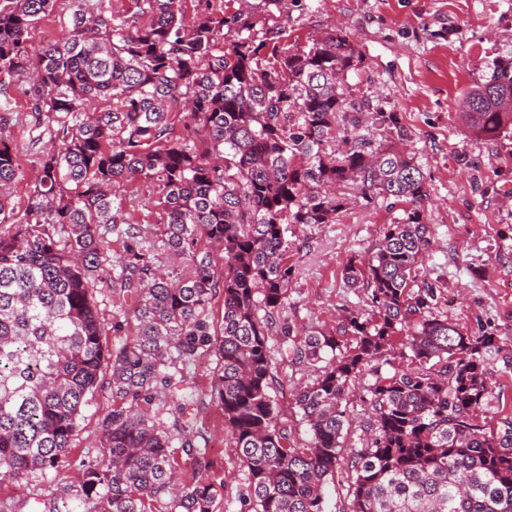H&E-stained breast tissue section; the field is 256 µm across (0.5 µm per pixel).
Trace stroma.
<instances>
[{"mask_svg":"<svg viewBox=\"0 0 512 512\" xmlns=\"http://www.w3.org/2000/svg\"><path fill=\"white\" fill-rule=\"evenodd\" d=\"M224 13L243 10L255 21L284 24L282 47L303 45L332 31L353 40L362 58L348 74L354 95L366 97L374 112L396 113L407 137L402 150L413 153L425 177L421 203L432 244L423 260L429 278L446 290L436 309L463 333L494 336L502 348L490 366L491 397L480 423L493 426L512 413V130L476 141L468 133L464 93L479 82L487 60L512 52V0H215ZM0 96V137L16 147L21 174L11 190L10 218L25 211L40 174L43 152L56 147L52 125L34 126L27 98L16 79ZM116 196L126 223L141 225L147 241L159 231L158 196L149 182L120 186ZM404 203L353 200L332 224H292L287 238L295 274L288 285L285 315L296 336L335 330L343 310H367V297L349 287L344 267L361 260L381 237L385 224L400 216ZM274 396L289 442L309 441L306 425L292 405L291 391L311 381V368L274 355ZM363 371L349 394L351 421L343 432L342 453L365 446ZM110 369L100 374L91 405L82 413L67 462L57 470L16 481L0 479V512H41L58 499L61 512H86L79 486L80 460L103 456L98 419L111 405ZM213 462L218 512H240L245 475L219 406L207 404L197 418Z\"/></svg>","mask_w":512,"mask_h":512,"instance_id":"obj_1","label":"stroma"}]
</instances>
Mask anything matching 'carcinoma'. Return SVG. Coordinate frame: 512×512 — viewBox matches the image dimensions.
Returning a JSON list of instances; mask_svg holds the SVG:
<instances>
[{"instance_id": "1", "label": "carcinoma", "mask_w": 512, "mask_h": 512, "mask_svg": "<svg viewBox=\"0 0 512 512\" xmlns=\"http://www.w3.org/2000/svg\"><path fill=\"white\" fill-rule=\"evenodd\" d=\"M56 2L0 0V73L28 84L35 125L52 120L58 140L24 215L0 223V475L58 468L107 366L112 408L99 441L108 455L80 461L89 512H147L148 502L156 512H217L196 422L208 401L245 471L240 512H326L348 394L370 365V438L347 463L350 512H512V416L494 429L477 421L500 348L434 313L445 285L421 272L432 234L418 208L424 176L391 141L407 136L396 114H368V100L347 92L360 58L348 37L329 33L266 66L277 25L259 36L248 16L218 14L211 0H197L189 18L185 0H141L132 20L100 2L78 8L60 39L36 48L30 30ZM99 100L105 109L86 110ZM467 101L476 136L512 129L511 52L487 62ZM175 107L185 112L178 132ZM18 177L0 138V214ZM137 179L162 193L163 231L149 246L141 225L117 223L116 188ZM353 196L410 208L343 273L366 291L369 312L297 341L283 315L295 271L288 225L331 224ZM114 232L126 239L117 284L136 331L110 350L91 284L112 280ZM203 241L222 248L224 268ZM160 254L178 272H163ZM273 331L283 353L316 367L293 393L310 435L303 448L288 447L271 395ZM206 355L217 367L204 397L185 386L184 368ZM397 357L409 366L382 372ZM162 400L168 430L155 409Z\"/></svg>"}]
</instances>
